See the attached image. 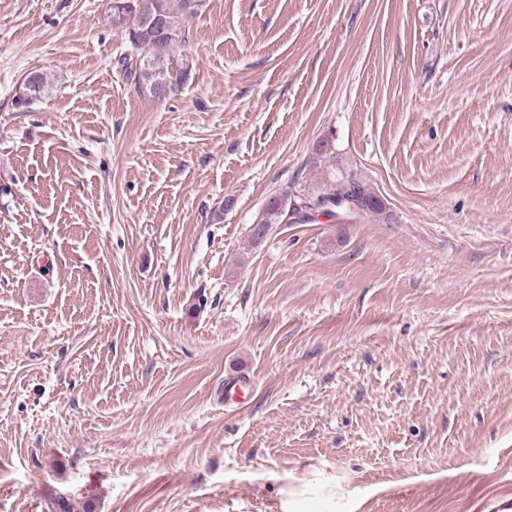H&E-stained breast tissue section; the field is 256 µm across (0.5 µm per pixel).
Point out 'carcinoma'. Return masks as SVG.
<instances>
[{
  "label": "carcinoma",
  "mask_w": 512,
  "mask_h": 512,
  "mask_svg": "<svg viewBox=\"0 0 512 512\" xmlns=\"http://www.w3.org/2000/svg\"><path fill=\"white\" fill-rule=\"evenodd\" d=\"M205 5L206 0H112V27L124 35L130 48L121 57V65L139 93L154 97L163 87L175 92L182 86L187 78V66L173 51L186 41L185 20L198 15ZM47 89V78L39 72L35 82L18 95L17 103L26 104ZM312 163L328 169L323 184L316 189L296 188L298 199L290 195L268 199L259 223L273 226L294 217L297 208L293 202L299 203L303 197L317 204L333 205L341 196L354 198L361 204L365 219L385 213V203L356 171L336 166V150L331 144L326 141L318 144Z\"/></svg>",
  "instance_id": "1"
}]
</instances>
